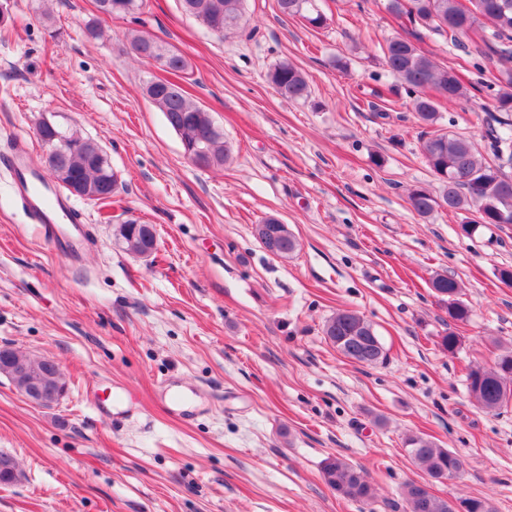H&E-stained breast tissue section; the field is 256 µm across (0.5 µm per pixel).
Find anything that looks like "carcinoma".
Wrapping results in <instances>:
<instances>
[{
	"label": "carcinoma",
	"mask_w": 512,
	"mask_h": 512,
	"mask_svg": "<svg viewBox=\"0 0 512 512\" xmlns=\"http://www.w3.org/2000/svg\"><path fill=\"white\" fill-rule=\"evenodd\" d=\"M100 14L108 17L138 13L144 0H95ZM189 3L184 11L196 17L204 27L218 35L239 27L243 20V0H181ZM280 13L300 17L314 27L326 23L317 0H278ZM387 10L404 23L448 36L474 37L485 45L482 54L494 67L488 88L494 92L497 114L491 130L490 148L494 161L480 158L462 135L435 133L425 141L426 161L440 182L439 194L416 189L408 200L417 215L426 217L437 209L465 212L460 224L464 235L472 236L480 225L512 224V0H387ZM491 23V35H485L483 21ZM134 56L142 63H156L170 74L164 79H150L146 96L162 112L167 123L179 136L183 152L199 153L206 167H221L229 157L219 128L209 130L213 118L208 110L192 101L181 80L187 74L186 57L173 47H166L149 35L131 41ZM386 66L413 95L412 107L419 122L433 126L439 119L441 104L464 99L468 89L458 74L438 66L422 54L409 39L400 35L388 38L382 47ZM276 92L286 100L308 96L305 73L288 61H281L269 73ZM40 140L46 145L64 142L61 150L46 156L50 175L66 191L79 182L83 189L77 197L101 206L112 203L118 189V177L107 154L78 131L60 129L43 120L38 124ZM255 234L272 256L287 258L299 243L288 225L269 217L255 226ZM116 238L125 249L139 256L156 251V231L151 224L127 220L116 227ZM437 298L444 302L448 319L456 323L468 320L470 309L461 299L462 288L456 278L437 273L430 281ZM324 335L345 357L373 365L384 361L385 351L373 325L351 310H338L324 325ZM467 389L477 408L496 412L512 404V349L499 354L493 365L478 362L469 366ZM413 462L431 478L449 479L456 453L438 446L421 435H409L404 441ZM326 484L341 496L369 505L375 489L363 471L339 456H330L322 466ZM404 500L409 512H492L487 500L479 497L459 498L453 502L422 490L412 481L405 485Z\"/></svg>",
	"instance_id": "obj_1"
}]
</instances>
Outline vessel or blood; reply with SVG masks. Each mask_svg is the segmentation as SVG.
Masks as SVG:
<instances>
[{
  "mask_svg": "<svg viewBox=\"0 0 512 512\" xmlns=\"http://www.w3.org/2000/svg\"><path fill=\"white\" fill-rule=\"evenodd\" d=\"M0 168L11 174V192L32 223L45 237L78 257L83 245L85 216L76 202L60 190L44 168L34 161L27 140L17 137L0 148Z\"/></svg>",
  "mask_w": 512,
  "mask_h": 512,
  "instance_id": "b4317fda",
  "label": "vessel or blood"
}]
</instances>
